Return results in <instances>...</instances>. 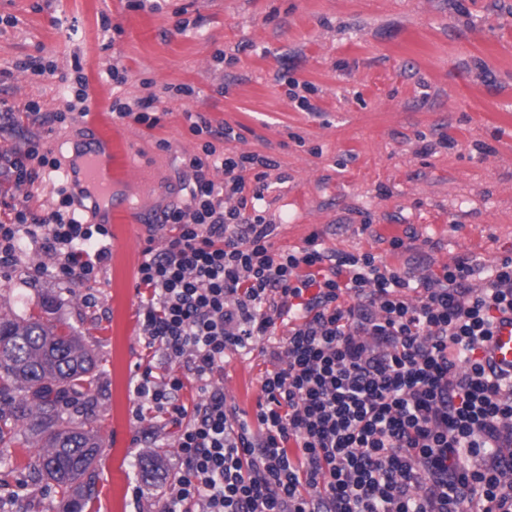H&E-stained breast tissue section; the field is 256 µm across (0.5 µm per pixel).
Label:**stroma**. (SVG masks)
<instances>
[{"label": "stroma", "mask_w": 512, "mask_h": 512, "mask_svg": "<svg viewBox=\"0 0 512 512\" xmlns=\"http://www.w3.org/2000/svg\"><path fill=\"white\" fill-rule=\"evenodd\" d=\"M220 52L233 63L217 61ZM32 59L54 76L22 69ZM116 61L121 84L108 74ZM292 80L309 84L313 111L290 98ZM82 87L107 104L157 96L155 128L110 121L151 163L148 182L132 181L145 201L186 200L184 162L205 142L189 130L198 113L236 132L216 147L275 161L273 251L304 248L314 235L329 251L436 272L461 256L484 269L512 256V0H144L139 9L130 0H0V104L61 112V92ZM87 123L1 119L0 153L36 138L65 158L90 140ZM56 188L52 176L28 187L1 172L0 221L11 206L56 208ZM147 235L142 223L113 225L111 261L79 287L38 274L32 244L0 268V316L25 318L50 302L96 358L94 405L70 410L101 441L86 512H157L177 470L172 430L150 410L136 419L130 393L143 375L182 373L144 343L135 273ZM269 367L256 348L224 357L226 400L253 428ZM39 446L34 428L10 443L15 469H0V512H62L61 494L20 489L17 471ZM150 455L160 470L147 481Z\"/></svg>", "instance_id": "35a3bbf8"}]
</instances>
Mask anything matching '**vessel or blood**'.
<instances>
[{
  "mask_svg": "<svg viewBox=\"0 0 512 512\" xmlns=\"http://www.w3.org/2000/svg\"><path fill=\"white\" fill-rule=\"evenodd\" d=\"M139 171L140 161L133 144L101 130L97 131L91 150L74 154L61 169L68 182L78 183L83 189L82 210L98 224L133 223L134 217L124 206L118 187ZM485 356L497 371L512 375V317L497 324L485 344Z\"/></svg>",
  "mask_w": 512,
  "mask_h": 512,
  "instance_id": "b4317fda",
  "label": "vessel or blood"
}]
</instances>
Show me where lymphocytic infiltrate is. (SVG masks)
<instances>
[{"label":"lymphocytic infiltrate","mask_w":512,"mask_h":512,"mask_svg":"<svg viewBox=\"0 0 512 512\" xmlns=\"http://www.w3.org/2000/svg\"><path fill=\"white\" fill-rule=\"evenodd\" d=\"M0 166L31 185L59 163L34 139ZM185 166L188 199L148 225L164 246L145 249L135 276L148 347L184 372L132 390L177 431L159 512H512V377L483 355L512 314V257L477 286L465 257L431 274L313 241L276 253L271 221L249 206L263 200L273 160L208 143ZM57 194L56 209H18L0 224V266L25 238L80 285L109 261L111 232L83 223L66 187ZM284 319L254 430L226 401L224 355ZM187 377L202 383L191 406L179 399Z\"/></svg>","instance_id":"1"}]
</instances>
